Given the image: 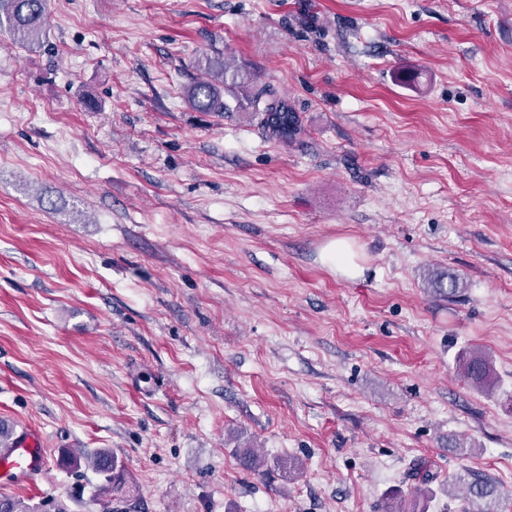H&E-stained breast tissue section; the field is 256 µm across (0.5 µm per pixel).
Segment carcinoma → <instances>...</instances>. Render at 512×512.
<instances>
[{
    "instance_id": "cac0c4a2",
    "label": "carcinoma",
    "mask_w": 512,
    "mask_h": 512,
    "mask_svg": "<svg viewBox=\"0 0 512 512\" xmlns=\"http://www.w3.org/2000/svg\"><path fill=\"white\" fill-rule=\"evenodd\" d=\"M51 0H0V29H6L13 42L26 48H40L47 37V21L51 14ZM201 73L186 91L185 98L191 107L200 112H222L227 108L224 96L238 100L241 83L239 71H227L222 63H216L208 57L197 61ZM248 110L253 112L260 123L272 135L288 142L296 138L300 129L298 119L288 106V101L280 98L268 87L257 89L247 98ZM468 383L478 391H486L493 386L488 360L481 354L472 356L463 369ZM62 462L70 467L86 466L98 477L94 488L97 500L106 504L103 512H112L108 503L112 494L123 490L128 481L122 461L110 450L100 449L86 461L67 452ZM471 496L486 500V508L481 512H497L493 499V488L486 483L470 485ZM0 512H39V507L8 495H0Z\"/></svg>"
}]
</instances>
